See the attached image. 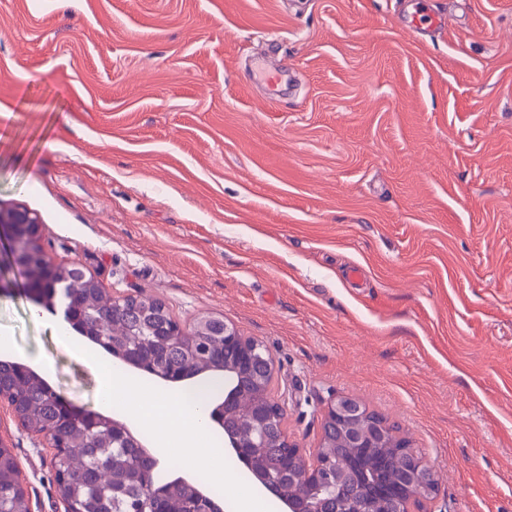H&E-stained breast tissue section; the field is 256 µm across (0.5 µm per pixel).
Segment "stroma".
<instances>
[{
	"mask_svg": "<svg viewBox=\"0 0 512 512\" xmlns=\"http://www.w3.org/2000/svg\"><path fill=\"white\" fill-rule=\"evenodd\" d=\"M0 0V208L107 289L272 355L307 453L330 394L409 438L432 512H512V0ZM285 65L278 100L254 68ZM22 290L11 360L100 381ZM31 512L51 449L0 406Z\"/></svg>",
	"mask_w": 512,
	"mask_h": 512,
	"instance_id": "35a3bbf8",
	"label": "stroma"
}]
</instances>
